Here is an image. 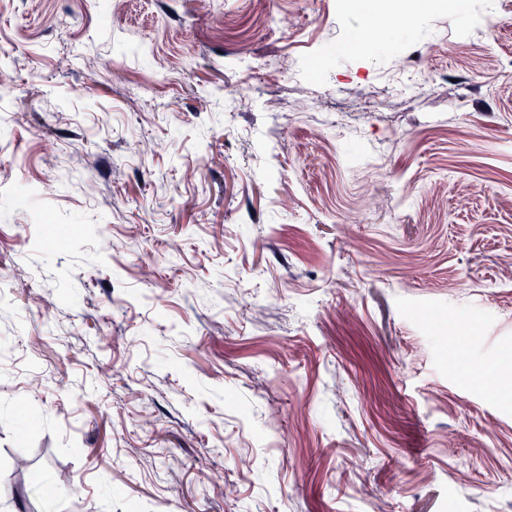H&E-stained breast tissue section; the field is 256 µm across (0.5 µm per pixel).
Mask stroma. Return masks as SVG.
Here are the masks:
<instances>
[{
	"mask_svg": "<svg viewBox=\"0 0 512 512\" xmlns=\"http://www.w3.org/2000/svg\"><path fill=\"white\" fill-rule=\"evenodd\" d=\"M463 2L0 0V512H512V0Z\"/></svg>",
	"mask_w": 512,
	"mask_h": 512,
	"instance_id": "35a3bbf8",
	"label": "stroma"
}]
</instances>
